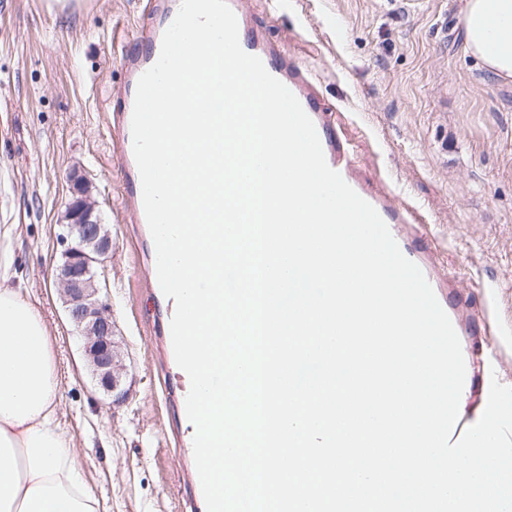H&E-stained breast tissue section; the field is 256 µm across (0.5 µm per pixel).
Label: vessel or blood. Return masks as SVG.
I'll list each match as a JSON object with an SVG mask.
<instances>
[{
	"instance_id": "obj_1",
	"label": "vessel or blood",
	"mask_w": 512,
	"mask_h": 512,
	"mask_svg": "<svg viewBox=\"0 0 512 512\" xmlns=\"http://www.w3.org/2000/svg\"><path fill=\"white\" fill-rule=\"evenodd\" d=\"M245 2L246 0H228L230 8L237 17L242 48L258 56L268 72L292 91L317 129L328 165L338 171L344 180L378 211L395 240L403 241V225L426 223V215L421 208L408 204L397 207L390 205L383 192L366 186L354 176L344 145L324 111L319 107L307 73L279 57L268 44L250 30L244 8ZM180 4L181 0H148L154 23L142 32L139 50L128 55L126 59L127 83L119 94L123 107L117 114L121 134L118 149L114 154V164L122 175L124 199L129 206L131 220L138 224L145 223L146 216L142 201L141 178L133 155L131 120L135 92L141 74L157 61L163 34L175 18Z\"/></svg>"
}]
</instances>
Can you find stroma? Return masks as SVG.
Instances as JSON below:
<instances>
[{
  "mask_svg": "<svg viewBox=\"0 0 512 512\" xmlns=\"http://www.w3.org/2000/svg\"><path fill=\"white\" fill-rule=\"evenodd\" d=\"M0 0V225L54 340L59 418L103 512H203L184 423L163 365L166 309L140 286L141 227L122 223L103 103L127 73L148 18L142 0ZM251 27L308 67L319 105L352 148L357 175L422 208L406 239L435 265L471 375L464 410L485 406L481 359L512 341V79L465 49L459 0H247ZM82 178L114 247L96 273L128 367V397L96 386L56 280L58 235Z\"/></svg>",
  "mask_w": 512,
  "mask_h": 512,
  "instance_id": "35a3bbf8",
  "label": "stroma"
}]
</instances>
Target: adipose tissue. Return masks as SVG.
<instances>
[{
	"instance_id": "1",
	"label": "adipose tissue",
	"mask_w": 512,
	"mask_h": 512,
	"mask_svg": "<svg viewBox=\"0 0 512 512\" xmlns=\"http://www.w3.org/2000/svg\"><path fill=\"white\" fill-rule=\"evenodd\" d=\"M467 50L512 77V0H461ZM14 225H0V512H100L58 416L46 322L13 267Z\"/></svg>"
}]
</instances>
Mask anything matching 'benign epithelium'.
Wrapping results in <instances>:
<instances>
[{"label": "benign epithelium", "mask_w": 512, "mask_h": 512, "mask_svg": "<svg viewBox=\"0 0 512 512\" xmlns=\"http://www.w3.org/2000/svg\"><path fill=\"white\" fill-rule=\"evenodd\" d=\"M65 219L66 236L71 240L65 260L57 270L69 317L85 341V352L107 393L121 398V379L126 371L121 347L115 341V325L107 304L100 300L101 288L94 268L112 251V237L95 214L94 203L86 187L75 183V199L69 204Z\"/></svg>", "instance_id": "7a95c632"}]
</instances>
